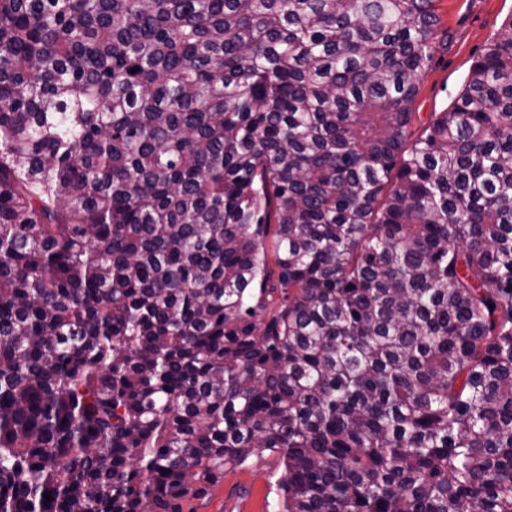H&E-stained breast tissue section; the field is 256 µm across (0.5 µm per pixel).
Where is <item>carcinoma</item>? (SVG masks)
<instances>
[{
    "label": "carcinoma",
    "mask_w": 512,
    "mask_h": 512,
    "mask_svg": "<svg viewBox=\"0 0 512 512\" xmlns=\"http://www.w3.org/2000/svg\"><path fill=\"white\" fill-rule=\"evenodd\" d=\"M436 2L0 0V512H512V17L416 131ZM282 471L275 455L254 456L245 468L224 474L197 512H273Z\"/></svg>",
    "instance_id": "carcinoma-1"
}]
</instances>
